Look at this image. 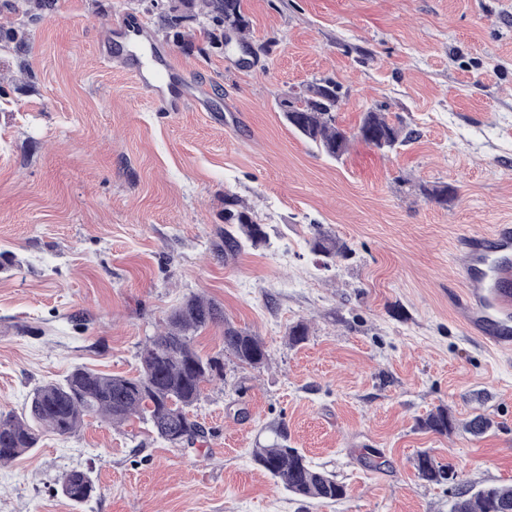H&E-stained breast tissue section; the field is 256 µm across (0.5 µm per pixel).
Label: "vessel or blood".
<instances>
[{"instance_id": "b4317fda", "label": "vessel or blood", "mask_w": 512, "mask_h": 512, "mask_svg": "<svg viewBox=\"0 0 512 512\" xmlns=\"http://www.w3.org/2000/svg\"><path fill=\"white\" fill-rule=\"evenodd\" d=\"M115 40L133 39L135 50L124 56V67L158 102L164 112H180L197 104V97L177 81L170 56L150 42L144 24L122 14L112 21ZM465 289L461 298L467 330L484 344L512 349V225L493 232L467 231L460 240Z\"/></svg>"}]
</instances>
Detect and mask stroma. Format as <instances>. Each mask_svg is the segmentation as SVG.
Returning <instances> with one entry per match:
<instances>
[{
  "label": "stroma",
  "instance_id": "obj_1",
  "mask_svg": "<svg viewBox=\"0 0 512 512\" xmlns=\"http://www.w3.org/2000/svg\"><path fill=\"white\" fill-rule=\"evenodd\" d=\"M150 7L55 0L24 57L0 53V413L78 367L135 374L139 346L194 294L269 361L225 356L192 446L137 418L44 433L0 466V512H450L449 485L415 473L422 450L469 487L511 486L512 355L464 331L452 292L461 235L512 225V0H244L266 56L182 47ZM118 13L146 23L202 105L158 111L102 53ZM320 77L339 86V126L373 108L413 139L325 156L280 109ZM442 183L448 205L418 191ZM233 197L269 244L225 248ZM319 229L348 256L323 266ZM441 407L458 430L419 429ZM478 414L492 427L476 436ZM282 428L345 498L291 494L255 463ZM74 470L97 486L79 505L61 493Z\"/></svg>",
  "mask_w": 512,
  "mask_h": 512
}]
</instances>
